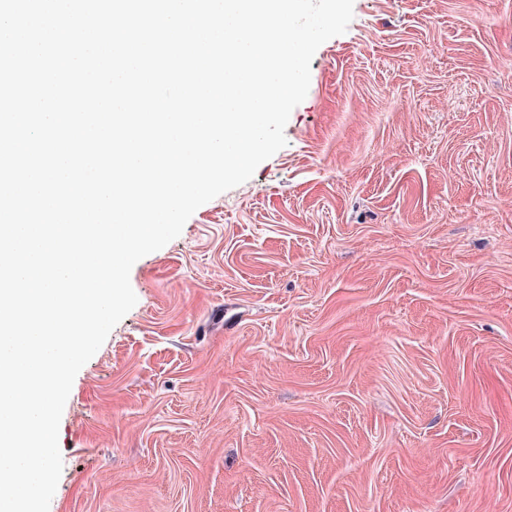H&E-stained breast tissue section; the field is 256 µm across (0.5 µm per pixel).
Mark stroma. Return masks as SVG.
<instances>
[{
  "label": "stroma",
  "mask_w": 512,
  "mask_h": 512,
  "mask_svg": "<svg viewBox=\"0 0 512 512\" xmlns=\"http://www.w3.org/2000/svg\"><path fill=\"white\" fill-rule=\"evenodd\" d=\"M512 0H354L287 144L130 272L50 512H512Z\"/></svg>",
  "instance_id": "stroma-1"
}]
</instances>
